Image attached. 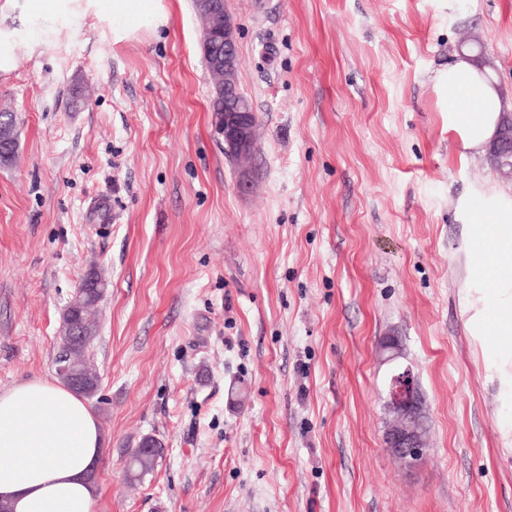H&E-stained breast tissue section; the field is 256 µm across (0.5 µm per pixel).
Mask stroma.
Returning a JSON list of instances; mask_svg holds the SVG:
<instances>
[{
    "instance_id": "stroma-1",
    "label": "stroma",
    "mask_w": 512,
    "mask_h": 512,
    "mask_svg": "<svg viewBox=\"0 0 512 512\" xmlns=\"http://www.w3.org/2000/svg\"><path fill=\"white\" fill-rule=\"evenodd\" d=\"M116 40L90 12L19 44L0 166V390L56 379L61 316L90 268L97 512H512V455L464 324L485 156L445 120L462 32L512 103V0H227L258 117L224 156L193 0ZM398 337L424 398L414 464L384 443L378 357ZM146 435L164 448L129 483ZM145 437L140 439L126 462L127 477L133 483L141 481L143 477L150 474L154 470L159 457L157 450L137 449L141 448L139 444Z\"/></svg>"
}]
</instances>
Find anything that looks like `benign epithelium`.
<instances>
[{"label":"benign epithelium","mask_w":512,"mask_h":512,"mask_svg":"<svg viewBox=\"0 0 512 512\" xmlns=\"http://www.w3.org/2000/svg\"><path fill=\"white\" fill-rule=\"evenodd\" d=\"M207 9L212 25L205 38L206 51L213 66L224 68V112L214 118V128L224 139L225 154L242 162L252 149L257 117L236 79L238 27L230 19L224 0H208ZM488 159L501 176L512 178V114L509 112L504 113L500 133L488 152ZM385 349L388 350L385 361L391 364L383 391L387 415L385 443L393 455L413 464L427 445L426 412L412 368L396 363L397 339L387 337Z\"/></svg>","instance_id":"7a95c632"}]
</instances>
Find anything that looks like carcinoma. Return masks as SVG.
I'll use <instances>...</instances> for the list:
<instances>
[{"label": "carcinoma", "instance_id": "carcinoma-1", "mask_svg": "<svg viewBox=\"0 0 512 512\" xmlns=\"http://www.w3.org/2000/svg\"><path fill=\"white\" fill-rule=\"evenodd\" d=\"M213 87L211 111L218 115L224 111V73L208 70ZM107 286L106 280L96 271L89 273L77 288L74 298L62 314L60 331V347L67 355V370L58 372L64 383H69L70 372L77 371L88 382L81 396L91 398L98 390V375L91 367L88 348L97 336V323L94 317L95 307L102 299L100 289ZM78 328L83 333V340L76 343L71 334L72 328ZM159 457L156 450L134 449L126 462V472L129 481L139 482L150 474Z\"/></svg>", "mask_w": 512, "mask_h": 512}]
</instances>
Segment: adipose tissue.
I'll return each instance as SVG.
<instances>
[{"label":"adipose tissue","mask_w":512,"mask_h":512,"mask_svg":"<svg viewBox=\"0 0 512 512\" xmlns=\"http://www.w3.org/2000/svg\"><path fill=\"white\" fill-rule=\"evenodd\" d=\"M91 10L108 17L119 38L168 22L163 0H29L28 23L0 26V73L16 68L17 42L44 44L59 19ZM447 87L448 133L461 158L485 153L504 109L495 84L458 55L448 64ZM461 211L475 227L472 242L491 243L472 257L463 313L471 335L484 343L502 405L512 410V186L477 181ZM102 446L96 414L68 386L33 378L0 392V502L10 512H96L93 473Z\"/></svg>","instance_id":"1"}]
</instances>
